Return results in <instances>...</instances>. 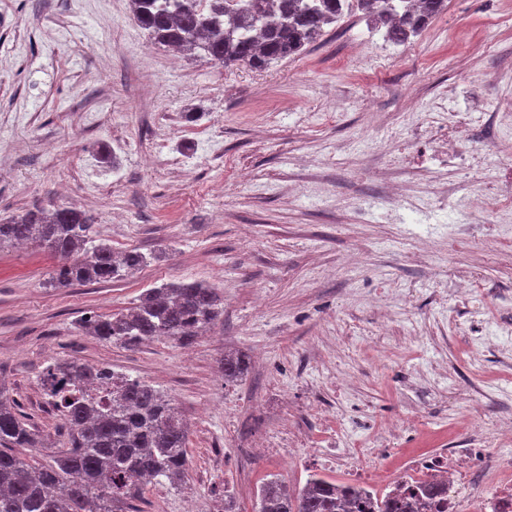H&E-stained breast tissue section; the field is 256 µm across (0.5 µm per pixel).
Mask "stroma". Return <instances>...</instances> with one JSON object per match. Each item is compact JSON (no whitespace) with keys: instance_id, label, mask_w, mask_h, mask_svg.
<instances>
[{"instance_id":"stroma-1","label":"stroma","mask_w":512,"mask_h":512,"mask_svg":"<svg viewBox=\"0 0 512 512\" xmlns=\"http://www.w3.org/2000/svg\"><path fill=\"white\" fill-rule=\"evenodd\" d=\"M384 35L354 10L257 70L152 45L130 0H0V215L72 202L113 251L148 259L120 281L52 288L57 257L0 249V383L42 441L18 456L41 464L67 433L40 384L64 359L146 381L187 425L183 486L148 489L139 512H217L227 496L254 512L272 477L349 482L325 455L361 456L415 410L493 448L480 398L512 400V244L492 238L512 211V174L497 172L512 154V0H448L409 42ZM465 194L498 208L471 213ZM181 280L224 292L188 347L78 328ZM229 351L249 362L234 382ZM291 453L302 462L283 469Z\"/></svg>"}]
</instances>
